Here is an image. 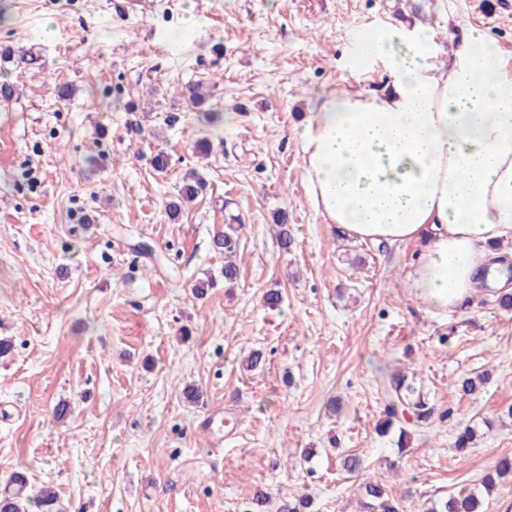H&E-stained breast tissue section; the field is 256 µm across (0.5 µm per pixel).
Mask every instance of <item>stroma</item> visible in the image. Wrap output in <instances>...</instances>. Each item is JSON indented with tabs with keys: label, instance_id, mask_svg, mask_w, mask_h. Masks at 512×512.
Returning <instances> with one entry per match:
<instances>
[{
	"label": "stroma",
	"instance_id": "obj_1",
	"mask_svg": "<svg viewBox=\"0 0 512 512\" xmlns=\"http://www.w3.org/2000/svg\"><path fill=\"white\" fill-rule=\"evenodd\" d=\"M391 19L445 52L474 27L512 54V0H0V486L22 465L66 512H245L257 492L359 512L374 480L418 512L512 457V310L488 291L428 309L416 244L341 235L305 192L312 99L353 83L352 42ZM197 81L202 110L180 93ZM191 170L206 188L170 215ZM233 218L238 279L195 295L222 274L211 241ZM272 289L281 307H264ZM395 372L453 420L379 434ZM461 422L481 433L463 454Z\"/></svg>",
	"mask_w": 512,
	"mask_h": 512
}]
</instances>
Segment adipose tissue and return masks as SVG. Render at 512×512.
<instances>
[{
    "label": "adipose tissue",
    "instance_id": "obj_1",
    "mask_svg": "<svg viewBox=\"0 0 512 512\" xmlns=\"http://www.w3.org/2000/svg\"><path fill=\"white\" fill-rule=\"evenodd\" d=\"M354 85L318 92L298 137L308 195L361 241L417 243L416 295L466 306L481 282L506 287L496 248L512 238V60L468 29L447 63L415 24L360 36ZM382 69V89L364 81Z\"/></svg>",
    "mask_w": 512,
    "mask_h": 512
}]
</instances>
